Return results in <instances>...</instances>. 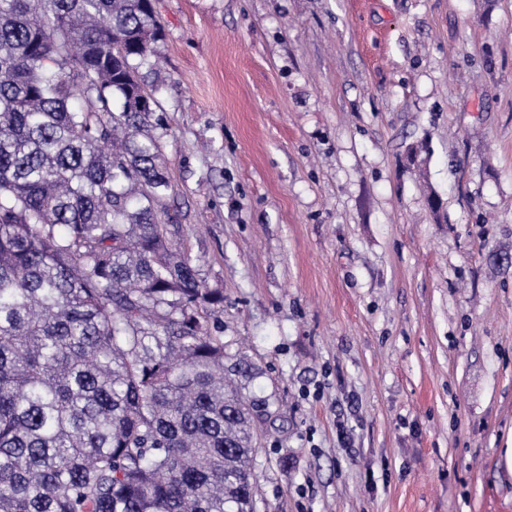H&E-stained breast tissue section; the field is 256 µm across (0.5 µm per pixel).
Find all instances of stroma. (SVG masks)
Here are the masks:
<instances>
[{
  "instance_id": "1",
  "label": "stroma",
  "mask_w": 512,
  "mask_h": 512,
  "mask_svg": "<svg viewBox=\"0 0 512 512\" xmlns=\"http://www.w3.org/2000/svg\"><path fill=\"white\" fill-rule=\"evenodd\" d=\"M174 248L256 512H512V0H158Z\"/></svg>"
}]
</instances>
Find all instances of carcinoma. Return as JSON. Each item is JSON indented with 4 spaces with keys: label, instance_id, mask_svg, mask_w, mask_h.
<instances>
[{
    "label": "carcinoma",
    "instance_id": "1",
    "mask_svg": "<svg viewBox=\"0 0 512 512\" xmlns=\"http://www.w3.org/2000/svg\"><path fill=\"white\" fill-rule=\"evenodd\" d=\"M162 37L156 0H0V512H255L224 291L169 248Z\"/></svg>",
    "mask_w": 512,
    "mask_h": 512
}]
</instances>
